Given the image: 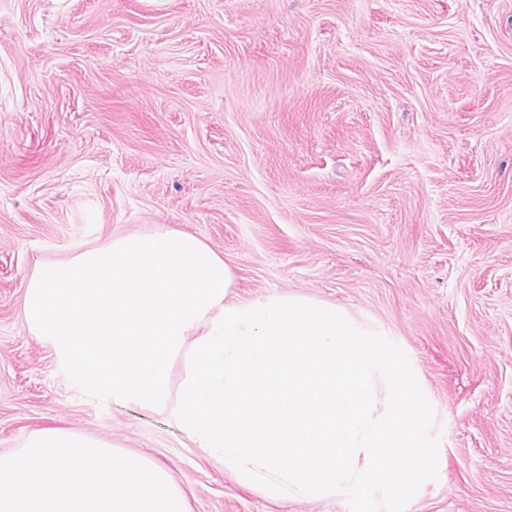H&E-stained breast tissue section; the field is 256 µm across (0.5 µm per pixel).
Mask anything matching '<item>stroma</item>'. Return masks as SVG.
Here are the masks:
<instances>
[{
  "label": "stroma",
  "mask_w": 512,
  "mask_h": 512,
  "mask_svg": "<svg viewBox=\"0 0 512 512\" xmlns=\"http://www.w3.org/2000/svg\"><path fill=\"white\" fill-rule=\"evenodd\" d=\"M160 225L233 299L322 300L406 352L440 448L405 512H512V0H0V453L78 431L189 512H349L242 487L28 331L39 263Z\"/></svg>",
  "instance_id": "stroma-1"
}]
</instances>
